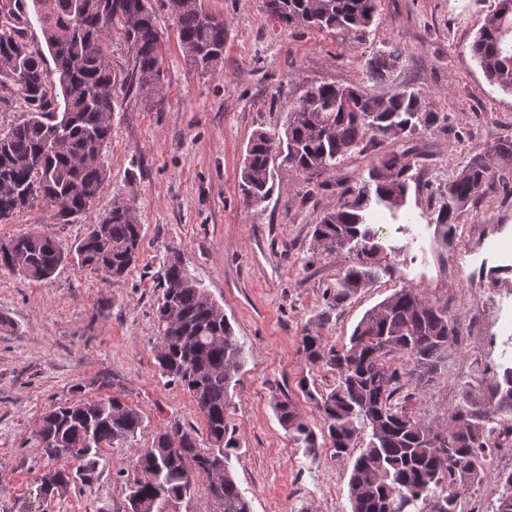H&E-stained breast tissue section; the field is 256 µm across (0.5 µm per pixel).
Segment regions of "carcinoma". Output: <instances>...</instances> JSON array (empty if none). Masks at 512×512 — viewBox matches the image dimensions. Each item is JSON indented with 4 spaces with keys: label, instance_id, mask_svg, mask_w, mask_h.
I'll list each match as a JSON object with an SVG mask.
<instances>
[{
    "label": "carcinoma",
    "instance_id": "obj_1",
    "mask_svg": "<svg viewBox=\"0 0 512 512\" xmlns=\"http://www.w3.org/2000/svg\"><path fill=\"white\" fill-rule=\"evenodd\" d=\"M30 4L52 70L27 38ZM379 4L267 0L268 12L279 21L326 30L353 44L366 41ZM166 5L187 61L202 74L215 71L224 60V20L206 13L200 0H166ZM114 34L132 53L129 83L160 93L161 36L150 0H0V103L19 101L27 112L22 122L0 130V223L41 207L52 223L72 224L96 199L106 179L102 149L112 138L117 104L107 54ZM470 51L489 83L512 93V0H497ZM402 54L397 43L372 52L370 79H385ZM439 121L414 90L383 99L362 87L325 82L300 97L286 113L283 130L253 134L238 173L243 200L253 207L273 193L279 159L314 178L370 143L392 144L367 177L338 184L336 207L322 212L312 231L313 253L330 256L346 249L354 255L326 292L327 310L316 329H304L300 340L309 364L335 376L325 391L305 376L298 381L324 424L314 429L285 395L271 400L291 445L312 461L326 445L338 457L352 456L358 432H368L367 446L352 464L351 512H461L459 488L492 473L493 449L512 438V366L486 388L465 390L446 430L411 415L405 405L412 394L403 390L414 380L431 381L444 352L462 335L448 303L404 287L367 309L341 347L327 344L320 333L332 311L377 277L382 236L366 211L373 204L390 211L404 204L414 168L408 142ZM505 167L512 169L509 134L471 153L456 176L438 188L434 221L446 243L458 235L461 213L477 206ZM142 230L132 203H113L74 246L78 264L123 278L138 261ZM13 243V253L0 256V270L42 281L69 259L47 233L24 234ZM160 288L157 368L191 394L205 419L206 438L198 439L178 422L160 429L136 459L142 478L129 487L127 512H180L201 479L220 512H250L230 468L238 439L226 421L235 377L245 363L244 345L224 307L182 260L168 261ZM142 423L139 411L118 396L81 400L43 415L36 448L52 461H85L90 471L101 449L134 438ZM54 472L52 487L40 478L38 496L44 502L63 495L74 481L64 467ZM496 480L502 492L494 512H512V471L497 472Z\"/></svg>",
    "mask_w": 512,
    "mask_h": 512
}]
</instances>
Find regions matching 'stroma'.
I'll use <instances>...</instances> for the list:
<instances>
[{
	"mask_svg": "<svg viewBox=\"0 0 512 512\" xmlns=\"http://www.w3.org/2000/svg\"><path fill=\"white\" fill-rule=\"evenodd\" d=\"M495 0H381L365 43L350 44L314 28L279 22L266 0H202L224 21V63L200 74L187 63L164 0H151L161 39L162 95L142 94L124 78L130 52L121 39L107 53L118 76L112 139L103 149L107 177L92 207L72 224L50 223L36 209L0 224V241L47 232L73 247L113 202H134L143 226L140 257L113 281L65 265L35 281L0 271V512H25L51 463L35 447L42 414L85 399L120 396L137 408L136 438L102 449L90 477L77 476L47 512H127L138 454L170 422L204 432L192 397L158 371L154 307L172 252L223 305L246 361L227 420L239 440L230 465L253 512H350L349 460L323 449L317 460L291 445L271 407L286 394L313 426L322 418L298 387L321 389L332 373L311 366L299 343L324 309L353 255L313 254L311 226L337 202L334 183L366 176L385 147L351 154L310 192L307 176L281 166L274 192L246 206L238 188L243 150L255 131L281 126L308 87L355 85L380 97L404 88L421 93L441 122L412 138L416 182L397 213L381 212L387 228L377 279L339 306L322 334L342 345L362 314L396 289L447 303L464 342L444 353L433 381L416 387L409 410L446 428L462 390L482 389L512 365L502 327L512 314V269L496 250L512 236V176L497 183L476 210L460 217L458 238L443 245L429 218L439 184L469 154L512 134V94L491 85L469 45ZM398 43L402 58L385 80L369 79L373 51Z\"/></svg>",
	"mask_w": 512,
	"mask_h": 512,
	"instance_id": "1",
	"label": "stroma"
}]
</instances>
